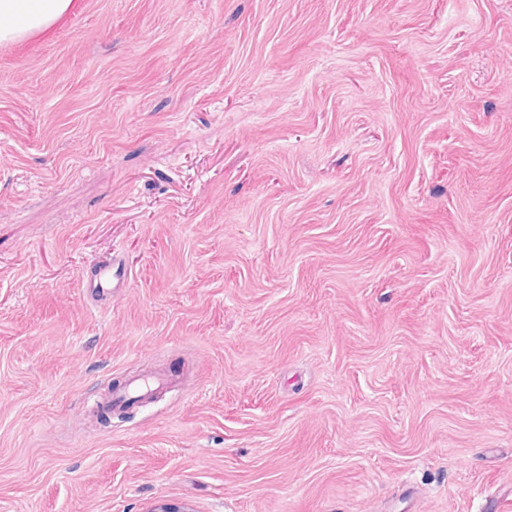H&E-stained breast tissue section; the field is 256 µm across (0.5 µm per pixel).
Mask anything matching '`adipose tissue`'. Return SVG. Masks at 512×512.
<instances>
[{
  "mask_svg": "<svg viewBox=\"0 0 512 512\" xmlns=\"http://www.w3.org/2000/svg\"><path fill=\"white\" fill-rule=\"evenodd\" d=\"M74 0H0V44L20 41L51 28Z\"/></svg>",
  "mask_w": 512,
  "mask_h": 512,
  "instance_id": "ef3b65f1",
  "label": "adipose tissue"
}]
</instances>
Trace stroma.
Instances as JSON below:
<instances>
[{
  "label": "stroma",
  "instance_id": "35a3bbf8",
  "mask_svg": "<svg viewBox=\"0 0 512 512\" xmlns=\"http://www.w3.org/2000/svg\"><path fill=\"white\" fill-rule=\"evenodd\" d=\"M161 503L512 512V0H74L0 45V512ZM116 272L112 261L99 265L91 273V276L85 279L83 287L91 292L95 301L101 304L109 303L112 301V288H117L119 284ZM114 279L118 280L116 285H113ZM168 377L163 374H154L144 378H139L129 382L128 393L139 394L142 398L153 395L156 391H161L168 385Z\"/></svg>",
  "mask_w": 512,
  "mask_h": 512
}]
</instances>
